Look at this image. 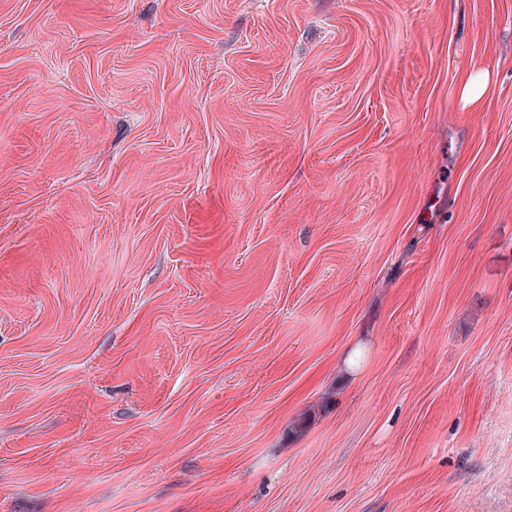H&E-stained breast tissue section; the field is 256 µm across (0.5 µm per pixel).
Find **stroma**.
<instances>
[{"label":"stroma","mask_w":512,"mask_h":512,"mask_svg":"<svg viewBox=\"0 0 512 512\" xmlns=\"http://www.w3.org/2000/svg\"><path fill=\"white\" fill-rule=\"evenodd\" d=\"M0 512H512V0H0Z\"/></svg>","instance_id":"stroma-1"}]
</instances>
